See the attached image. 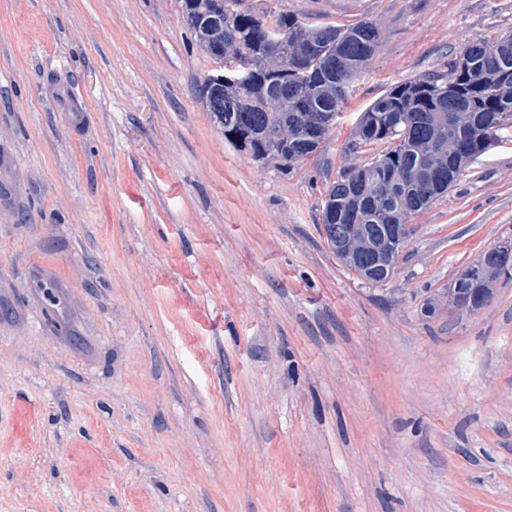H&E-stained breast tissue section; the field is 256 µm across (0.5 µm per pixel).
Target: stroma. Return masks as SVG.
<instances>
[{"mask_svg": "<svg viewBox=\"0 0 512 512\" xmlns=\"http://www.w3.org/2000/svg\"><path fill=\"white\" fill-rule=\"evenodd\" d=\"M183 0H0V512H512V130L409 217L388 280L344 265L327 189L373 100L512 30V0H244L381 40L282 169L198 88ZM435 315H428V306ZM509 269H512V241L500 243L486 250L477 263L467 267L459 274L456 280L461 278L467 281H460L458 288L449 289V305L461 308L463 303L469 304L470 300L466 301L469 295L468 290L475 288L474 284L483 285L494 272L509 271Z\"/></svg>", "mask_w": 512, "mask_h": 512, "instance_id": "1", "label": "stroma"}]
</instances>
